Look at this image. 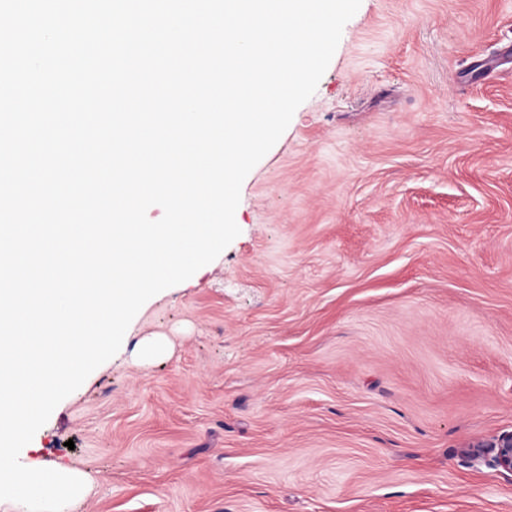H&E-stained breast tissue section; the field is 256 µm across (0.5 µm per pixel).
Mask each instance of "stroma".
I'll return each mask as SVG.
<instances>
[{
    "label": "stroma",
    "mask_w": 512,
    "mask_h": 512,
    "mask_svg": "<svg viewBox=\"0 0 512 512\" xmlns=\"http://www.w3.org/2000/svg\"><path fill=\"white\" fill-rule=\"evenodd\" d=\"M512 0H361L245 178L20 453L70 512H512ZM165 347L150 358L142 342ZM471 447L467 454L473 461L512 477V431L500 434L490 443Z\"/></svg>",
    "instance_id": "35a3bbf8"
}]
</instances>
